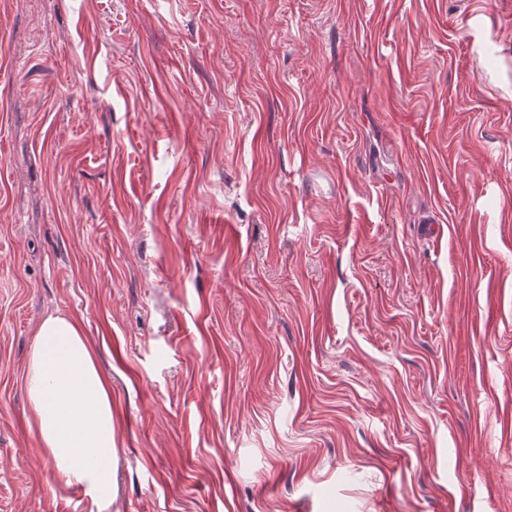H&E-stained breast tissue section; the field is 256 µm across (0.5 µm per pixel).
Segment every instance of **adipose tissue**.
I'll list each match as a JSON object with an SVG mask.
<instances>
[{
    "label": "adipose tissue",
    "instance_id": "ef3b65f1",
    "mask_svg": "<svg viewBox=\"0 0 512 512\" xmlns=\"http://www.w3.org/2000/svg\"><path fill=\"white\" fill-rule=\"evenodd\" d=\"M29 425L65 486L83 487L90 512L117 496L112 383L80 323L50 314L39 322L24 372Z\"/></svg>",
    "mask_w": 512,
    "mask_h": 512
}]
</instances>
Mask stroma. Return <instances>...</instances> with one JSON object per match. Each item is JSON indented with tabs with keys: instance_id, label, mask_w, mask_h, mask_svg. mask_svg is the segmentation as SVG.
Listing matches in <instances>:
<instances>
[{
	"instance_id": "1",
	"label": "stroma",
	"mask_w": 512,
	"mask_h": 512,
	"mask_svg": "<svg viewBox=\"0 0 512 512\" xmlns=\"http://www.w3.org/2000/svg\"><path fill=\"white\" fill-rule=\"evenodd\" d=\"M51 313L111 512H512V0H0V512Z\"/></svg>"
}]
</instances>
